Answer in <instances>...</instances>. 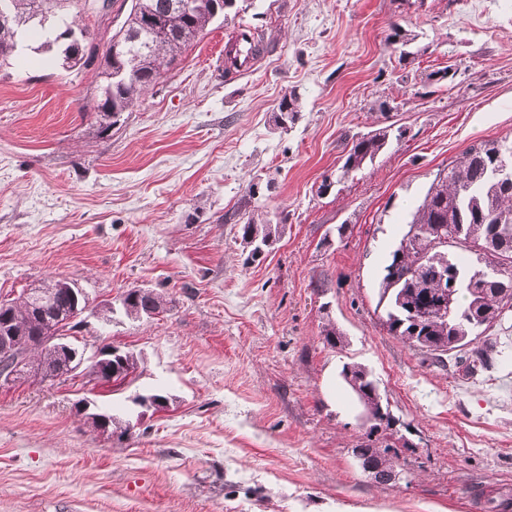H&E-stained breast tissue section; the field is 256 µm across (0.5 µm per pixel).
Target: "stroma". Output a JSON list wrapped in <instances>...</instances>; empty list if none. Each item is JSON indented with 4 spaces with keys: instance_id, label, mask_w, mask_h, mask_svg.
Segmentation results:
<instances>
[{
    "instance_id": "35a3bbf8",
    "label": "stroma",
    "mask_w": 512,
    "mask_h": 512,
    "mask_svg": "<svg viewBox=\"0 0 512 512\" xmlns=\"http://www.w3.org/2000/svg\"><path fill=\"white\" fill-rule=\"evenodd\" d=\"M250 2L105 133L95 67L63 65L38 33L0 67V296L74 277L96 306L130 288L169 301L79 329L137 355L125 381L0 382V512H487L512 489V311L489 331L490 368L468 372L390 335L379 303L436 174L512 138V0ZM244 29L261 58L225 72ZM289 91L301 112L284 131ZM387 126L373 165L338 180L345 147ZM254 212L279 226L256 259L241 240ZM347 363L396 429L363 419ZM155 390L167 410L134 404ZM81 398L111 408L112 434L76 414ZM361 445L388 449L394 480L359 467ZM357 364H346L343 367L342 375L348 385L351 387L356 396L360 397L367 391L374 392L378 390L376 381L372 375L363 367L365 372L356 369Z\"/></svg>"
}]
</instances>
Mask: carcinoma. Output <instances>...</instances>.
<instances>
[{
	"instance_id": "obj_1",
	"label": "carcinoma",
	"mask_w": 512,
	"mask_h": 512,
	"mask_svg": "<svg viewBox=\"0 0 512 512\" xmlns=\"http://www.w3.org/2000/svg\"><path fill=\"white\" fill-rule=\"evenodd\" d=\"M79 0H0V66L17 50L16 34L20 27L39 28L55 34L47 46L62 47L63 62L70 68L87 67L107 57L99 51L100 43L90 37L89 30L79 24L81 12L75 8ZM177 0H132L129 15L119 30L126 54L116 56L111 65L98 67L97 94L91 110L96 116L104 112L122 114L149 90L153 89L170 65L211 24L216 15L212 0H196L195 11L187 16L172 7ZM151 16L158 36L151 38V48L140 61L138 76L128 74L129 53L141 47L139 21ZM386 128L367 133L352 143L340 169L339 179L362 171L373 163L389 145ZM488 142L468 147L459 161L444 175H438L422 203L411 212L408 230L399 246L383 267L380 300L385 302L387 331L413 348L424 352L434 363L445 364L436 347L450 341L460 329L462 317L473 306L493 310L498 322L512 311V184L507 186L492 176L497 162L486 150ZM459 235L453 245L452 279L448 289L450 313L442 312L440 300L428 293L441 287V270L446 266L448 249L439 239ZM242 238L257 241L252 249L258 255L268 246L271 225L259 224L250 217L243 225ZM489 242L494 246L489 259L507 266L499 275L493 269L473 264L472 246ZM166 299L157 292L129 293L121 304L125 316L131 317L148 308L163 309ZM425 309V317L417 324L409 320L411 309ZM10 329L15 335L32 341L48 330L49 323L37 313L30 296H19L7 308ZM474 345L471 357L483 366L489 365L493 340L475 335L465 342ZM342 375L356 396L378 390L372 375L347 364Z\"/></svg>"
}]
</instances>
